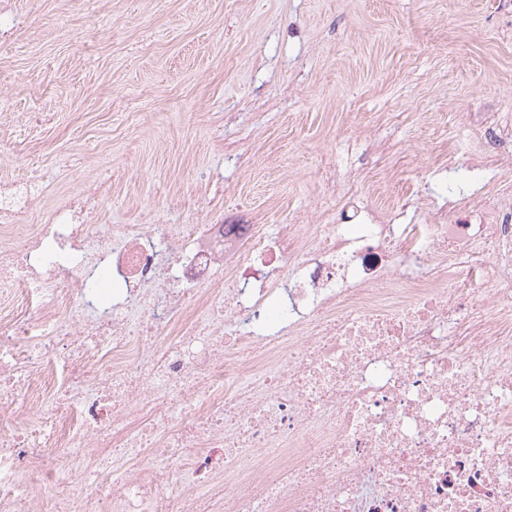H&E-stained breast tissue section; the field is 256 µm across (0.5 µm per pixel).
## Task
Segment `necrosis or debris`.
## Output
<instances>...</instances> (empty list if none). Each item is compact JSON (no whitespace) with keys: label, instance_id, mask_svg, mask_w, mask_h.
<instances>
[{"label":"necrosis or debris","instance_id":"1","mask_svg":"<svg viewBox=\"0 0 512 512\" xmlns=\"http://www.w3.org/2000/svg\"><path fill=\"white\" fill-rule=\"evenodd\" d=\"M111 186L31 224L0 182V512H512V196L270 236L95 223Z\"/></svg>","mask_w":512,"mask_h":512}]
</instances>
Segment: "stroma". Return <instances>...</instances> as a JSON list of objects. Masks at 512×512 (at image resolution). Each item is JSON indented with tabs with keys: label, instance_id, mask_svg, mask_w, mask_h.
<instances>
[{
	"label": "stroma",
	"instance_id": "obj_1",
	"mask_svg": "<svg viewBox=\"0 0 512 512\" xmlns=\"http://www.w3.org/2000/svg\"><path fill=\"white\" fill-rule=\"evenodd\" d=\"M0 179L43 207L104 165L96 221L419 224L489 179L464 166L512 125L503 0H0Z\"/></svg>",
	"mask_w": 512,
	"mask_h": 512
}]
</instances>
